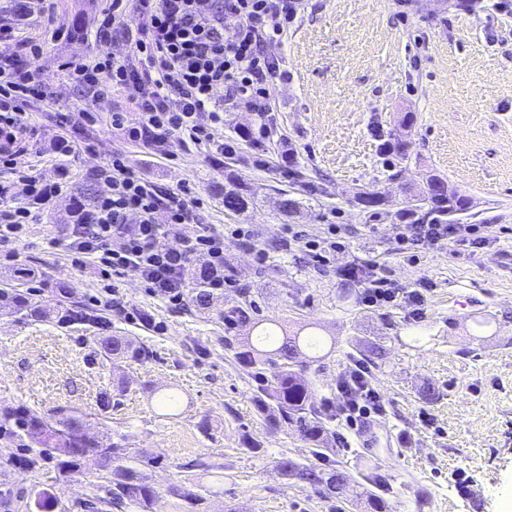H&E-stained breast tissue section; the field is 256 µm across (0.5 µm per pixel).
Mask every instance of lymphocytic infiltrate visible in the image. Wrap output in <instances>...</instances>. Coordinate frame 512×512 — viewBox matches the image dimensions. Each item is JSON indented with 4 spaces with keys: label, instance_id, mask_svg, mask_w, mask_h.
<instances>
[{
    "label": "lymphocytic infiltrate",
    "instance_id": "lymphocytic-infiltrate-1",
    "mask_svg": "<svg viewBox=\"0 0 512 512\" xmlns=\"http://www.w3.org/2000/svg\"><path fill=\"white\" fill-rule=\"evenodd\" d=\"M300 7V0H110L96 33L106 34L117 17L134 12L135 25L124 31L130 56L92 54L69 66L68 76L103 104L113 92L126 93L136 122H129L126 112L112 113V127L124 139L139 141L149 131L159 147L175 136L183 146L220 153L224 144L215 131L224 123V111L216 106V90L224 89L232 105L264 115L277 71L267 47L287 34ZM51 8L52 0H12L11 19L0 24V166L16 176L15 185L0 186L1 244L40 223L54 198L67 190L65 183L30 174L15 149L30 121L21 101L45 98L50 88L9 48L35 14ZM99 176L106 191L75 211L68 233L73 263L94 261L104 276L137 272L148 288L177 304L188 286L187 265L199 255L215 272L213 288L235 287L225 273L223 234L203 228L194 237L180 236L194 205L189 193H160L121 154ZM173 236L180 237L179 245H170ZM336 389L343 397L336 411L348 425L385 410L361 363L345 369Z\"/></svg>",
    "mask_w": 512,
    "mask_h": 512
}]
</instances>
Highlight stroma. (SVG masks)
Returning a JSON list of instances; mask_svg holds the SVG:
<instances>
[{"label": "stroma", "instance_id": "1", "mask_svg": "<svg viewBox=\"0 0 512 512\" xmlns=\"http://www.w3.org/2000/svg\"><path fill=\"white\" fill-rule=\"evenodd\" d=\"M106 0H55L32 22L15 53L53 95L28 107L32 123L18 140L20 159L69 191L53 200L42 223L0 246V281L29 273V298L79 301L96 318L88 325L32 321L0 307V401L49 415L72 406L91 419L101 441L130 434V446L155 460L146 474L157 492L153 512H367L368 474L387 486L395 512H507L512 507V0H305L281 43L268 119L275 139L254 147L257 115L225 113L218 136L233 154L200 153L171 140L175 161L149 140L128 142L102 105L67 82L63 63L102 51H128L120 27L91 39ZM64 31L45 54L27 45ZM91 113L85 146L63 150L65 126ZM410 143V157L390 178L378 152L382 136ZM164 193L190 189L194 206L183 235L198 226L224 233V259L237 285L214 306L196 310L152 292L128 271L102 282L93 264H72L64 236L72 213L105 190L98 173L114 154ZM256 194L245 215L224 211V176ZM447 179L469 203L462 222L477 238L416 245L403 238L393 213L429 175ZM303 199L291 216L279 212L280 192ZM384 194L373 215L356 197ZM249 225L252 238L226 235ZM335 231L342 249L318 261L293 245ZM263 250L264 264L254 253ZM384 271L396 287L424 291L420 308L364 305L363 279L345 267ZM247 288L259 317L288 332L323 341L301 377L315 402L338 400L336 380L373 349L384 355L370 377L385 412L349 427L331 422L335 439L313 455L297 434L270 427L258 413L255 382L224 346L220 312ZM135 336L151 345L149 362L102 358L101 336ZM436 396H423L425 387ZM177 394L179 406L157 401ZM346 474L343 497L326 499L282 475L281 457ZM103 472L87 458L80 473H59L47 458L38 468L0 464V512H27L48 490L77 512ZM190 488L200 503L180 497Z\"/></svg>", "mask_w": 512, "mask_h": 512}]
</instances>
